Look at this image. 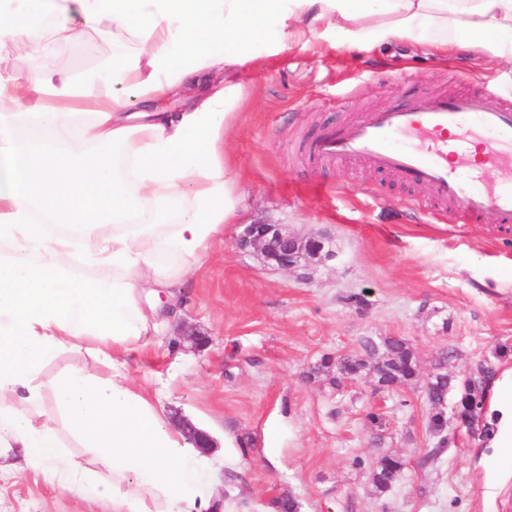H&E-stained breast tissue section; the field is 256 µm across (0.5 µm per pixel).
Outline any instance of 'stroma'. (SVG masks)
Returning <instances> with one entry per match:
<instances>
[{"label": "stroma", "mask_w": 512, "mask_h": 512, "mask_svg": "<svg viewBox=\"0 0 512 512\" xmlns=\"http://www.w3.org/2000/svg\"><path fill=\"white\" fill-rule=\"evenodd\" d=\"M51 57L0 49V74L29 75L56 62L73 81L139 49L109 24L80 38L47 34ZM242 104L224 146L238 174L243 221L225 225L204 264L174 286L127 375L158 389L155 407L186 420L224 448L219 492L230 512H512V453L466 431L431 467L418 464L436 442L425 383L440 357L464 378L489 362L492 382L512 398V248L493 215L478 224L436 219L428 188L356 165L316 168L307 138L362 113L403 104L415 93L490 88L512 99V63L478 50L447 58L407 41L369 53L321 43L290 48L244 69ZM275 222L328 235L335 257L307 275L269 267L235 247L245 223ZM210 336L201 349L187 330ZM406 340L417 377L379 387L364 371L351 381L320 369L322 358L360 353L365 339ZM507 356H499L500 346ZM382 420L371 423L369 412ZM406 463L378 492L371 473L385 454ZM0 512H110L89 493L27 469L0 478Z\"/></svg>", "instance_id": "stroma-1"}]
</instances>
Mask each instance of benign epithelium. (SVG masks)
I'll return each mask as SVG.
<instances>
[{
	"instance_id": "1",
	"label": "benign epithelium",
	"mask_w": 512,
	"mask_h": 512,
	"mask_svg": "<svg viewBox=\"0 0 512 512\" xmlns=\"http://www.w3.org/2000/svg\"><path fill=\"white\" fill-rule=\"evenodd\" d=\"M240 250L254 249L265 263L274 269L288 272L305 270L317 261L335 256L328 239L322 234L300 236L288 231L283 224H250L235 242ZM187 438L203 452L212 448L210 437L189 422L182 423Z\"/></svg>"
}]
</instances>
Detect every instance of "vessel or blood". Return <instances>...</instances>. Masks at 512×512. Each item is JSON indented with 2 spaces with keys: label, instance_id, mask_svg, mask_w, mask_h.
<instances>
[{
  "label": "vessel or blood",
  "instance_id": "b4317fda",
  "mask_svg": "<svg viewBox=\"0 0 512 512\" xmlns=\"http://www.w3.org/2000/svg\"><path fill=\"white\" fill-rule=\"evenodd\" d=\"M473 142L480 158L465 178L449 167L448 150ZM304 151L317 167L353 161L427 186L444 219L476 223L494 213L499 231L512 236V101L489 90L422 95L376 109L306 142ZM490 171L496 179H487Z\"/></svg>",
  "mask_w": 512,
  "mask_h": 512
}]
</instances>
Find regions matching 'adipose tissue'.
I'll return each mask as SVG.
<instances>
[{
  "label": "adipose tissue",
  "mask_w": 512,
  "mask_h": 512,
  "mask_svg": "<svg viewBox=\"0 0 512 512\" xmlns=\"http://www.w3.org/2000/svg\"><path fill=\"white\" fill-rule=\"evenodd\" d=\"M46 14L74 35L108 20L143 52L78 85L54 71L0 76V460L22 454L112 512H224L215 456L125 371L154 327L145 289L182 281L239 217L224 151L239 72L317 41L362 52L402 39L512 61V0H0V47L42 51L32 20ZM201 74L207 92L170 111ZM78 261L103 277H75ZM64 351L87 361L41 381ZM60 416L93 467L66 457Z\"/></svg>",
  "instance_id": "adipose-tissue-1"
}]
</instances>
